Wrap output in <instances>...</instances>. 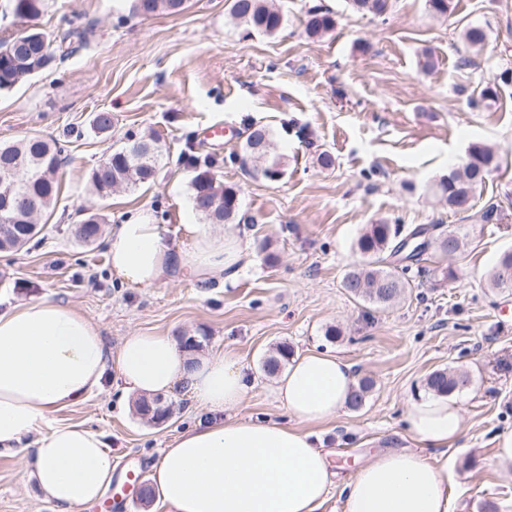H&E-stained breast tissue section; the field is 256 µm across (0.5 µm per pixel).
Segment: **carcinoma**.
<instances>
[{
	"mask_svg": "<svg viewBox=\"0 0 512 512\" xmlns=\"http://www.w3.org/2000/svg\"><path fill=\"white\" fill-rule=\"evenodd\" d=\"M189 0H132L131 10L137 16L149 17L158 13L179 14L188 8ZM353 10L373 15L383 14L388 0H350ZM13 16L20 20L37 18L43 10L44 0H9ZM233 18L241 27L243 36L253 33L273 35L284 22L283 14L268 0H233ZM336 21L329 11L313 6L305 13L304 31L310 37L322 36L334 30ZM88 30H73L53 41L44 33L30 30L10 39L0 40V91H9L31 75L49 66L54 59H64L84 46ZM464 39L476 50L483 47L487 33L479 26L464 30ZM275 145L270 130L252 124L242 147L241 161L251 165L253 174L268 178L270 170L281 171L279 159L274 155ZM161 147L153 138L141 139L109 153L91 173V183L102 197L114 188L130 189L156 180ZM63 163L62 149L54 142L32 136L12 143H0V173L6 168L16 169L14 176L0 178V204L25 196L31 200L28 210L0 207V249H19L29 243L41 231L39 218L47 213L59 192L57 172ZM498 167L494 152L480 145L470 147V157L453 168L448 177L432 188V193L456 214L473 208L471 190L481 186L484 179ZM192 202L195 211L210 224L232 221L238 211L236 193L217 181L210 169H202L191 181ZM478 224H496L501 220V206L490 198L472 214ZM101 218L86 216L76 230V237L85 244L94 243L100 230ZM453 243L437 241L438 248L449 254L463 251L469 244L468 226L456 227ZM426 229L414 228L402 234L398 225L369 224L356 242L362 257L361 264L349 271L343 281L344 288L354 297L377 307L399 299L409 288V283L399 271L385 264L383 254L404 255V259L417 262L425 252L427 242L422 240ZM512 251L503 252L489 274L493 288H512ZM469 382L464 372L437 369L426 380L427 388L449 395L465 387ZM373 387L369 378H361L349 403L357 410L365 403L366 395Z\"/></svg>",
	"mask_w": 512,
	"mask_h": 512,
	"instance_id": "cac0c4a2",
	"label": "carcinoma"
}]
</instances>
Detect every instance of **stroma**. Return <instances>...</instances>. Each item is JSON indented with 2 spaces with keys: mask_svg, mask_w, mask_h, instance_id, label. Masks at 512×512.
Returning a JSON list of instances; mask_svg holds the SVG:
<instances>
[{
  "mask_svg": "<svg viewBox=\"0 0 512 512\" xmlns=\"http://www.w3.org/2000/svg\"><path fill=\"white\" fill-rule=\"evenodd\" d=\"M35 21L50 39L91 27L86 47L0 94V141L52 138L64 149L58 198L44 228L25 247L0 253V312L48 297L96 322L108 349L140 330L189 335L202 350L229 349L247 366L252 387L243 417L284 419L264 372L265 358L287 346L297 355L326 351L374 386L364 405L346 410L321 435L342 475L375 453L406 446L404 417L437 369L466 372L458 391L464 426L448 451L450 512H481L484 502L512 512V475L495 464V436L512 428V289L489 287L487 274L512 249V0H451L435 17L426 0H389L385 17L354 11L348 0H274L284 16L272 36L243 37L232 0H191L180 15L129 14L127 0H46ZM327 8L335 29L304 32L306 10ZM483 27V53L468 54L463 32ZM436 59L419 64L423 50ZM499 86L496 102L474 108L469 96ZM101 111L112 132L91 126ZM267 126L285 176L269 181L233 160L251 124ZM224 125L222 142L206 139ZM141 137L162 148L155 183L99 198L92 170L113 149ZM487 145L500 167L473 201L498 200L503 217L476 225L466 250L439 252L437 239L460 221L430 192L473 145ZM329 151L331 169L317 155ZM235 189L239 229L251 243L245 266L214 287L173 269L164 282L131 287L113 276L106 236L132 212L150 214L180 249L190 223L194 163ZM103 216L102 237L75 236L79 209ZM423 226L429 246L410 264L409 288L377 307L352 297L346 273L360 261L366 225ZM170 415L147 423L120 406V389L101 390L58 411L57 421L101 432L115 459L105 497L125 495V512H150L123 491L133 467L142 478L168 441L200 416L185 394L164 396ZM20 455H0V512H56L24 472Z\"/></svg>",
  "mask_w": 512,
  "mask_h": 512,
  "instance_id": "obj_1",
  "label": "stroma"
}]
</instances>
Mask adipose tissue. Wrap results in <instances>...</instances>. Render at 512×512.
<instances>
[{
    "label": "adipose tissue",
    "mask_w": 512,
    "mask_h": 512,
    "mask_svg": "<svg viewBox=\"0 0 512 512\" xmlns=\"http://www.w3.org/2000/svg\"><path fill=\"white\" fill-rule=\"evenodd\" d=\"M181 250L162 225L130 214L114 225V276L147 288L171 266L192 275L235 274L251 246L233 229L188 224ZM114 373L124 396L184 391L206 419L175 436L151 468L163 512H321L339 489L342 512H449V448L463 430L462 408L427 391L411 402L405 435L412 447L374 454L340 478L317 426L348 406L356 375L323 351L296 356L274 380L284 422L235 417L250 376L230 350L193 352L169 334L140 332L109 351L97 323L47 298L0 313V453L23 451L24 470L58 512H79L112 481V452L102 433L53 420L56 411L101 389Z\"/></svg>",
    "instance_id": "1"
}]
</instances>
